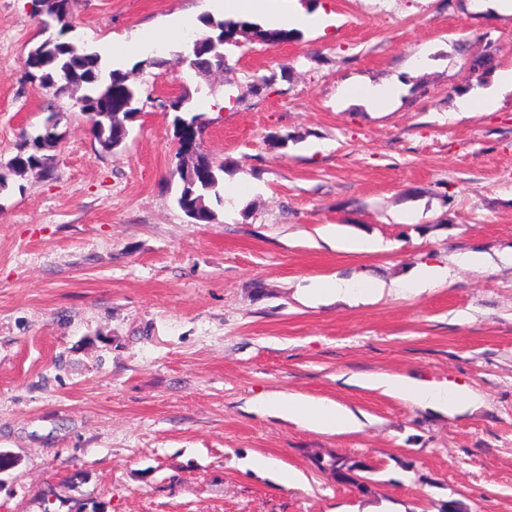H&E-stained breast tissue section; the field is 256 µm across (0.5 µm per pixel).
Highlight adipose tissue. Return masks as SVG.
<instances>
[{"instance_id":"adipose-tissue-1","label":"adipose tissue","mask_w":512,"mask_h":512,"mask_svg":"<svg viewBox=\"0 0 512 512\" xmlns=\"http://www.w3.org/2000/svg\"><path fill=\"white\" fill-rule=\"evenodd\" d=\"M221 6L228 15L249 14L261 18L268 26L277 29H289L304 26L316 32H325L336 26L335 16L305 11L298 0H222ZM445 276L444 269L423 265L409 276L383 283L371 278L360 280L327 279L316 283L313 296H350L379 297L385 291L410 292L422 294L435 287ZM374 387L398 397L411 399L423 406L445 407L459 400L457 393L417 385L412 382L382 377L374 379ZM266 405L277 413H286L297 417L309 428L325 432L340 433L355 429L359 421L349 410L333 402L322 400H298L271 397Z\"/></svg>"}]
</instances>
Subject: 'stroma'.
<instances>
[{
  "mask_svg": "<svg viewBox=\"0 0 512 512\" xmlns=\"http://www.w3.org/2000/svg\"><path fill=\"white\" fill-rule=\"evenodd\" d=\"M337 16L322 36L255 41L223 74L195 78L165 27L210 0H75L71 36L139 84L142 110L102 152L73 99L26 75L48 38L35 0H0V164L42 132L50 174L0 189V512H512V92L452 119L459 88L491 83L470 60L512 66V14L476 0H300ZM156 48L126 51L131 35ZM159 67L149 66L152 58ZM272 89L255 91L258 78ZM397 81L386 110L340 100L346 84ZM184 95L225 160L233 205L194 224L176 205L174 113ZM418 220L401 223L406 210ZM330 225L386 242L346 253ZM483 252L480 268L459 254ZM448 276L421 295L369 302L305 293L321 277ZM385 374L450 389L430 409L352 385ZM364 413L329 434L263 413L273 394ZM260 453L302 475L283 487L245 467ZM374 467L336 484L333 455Z\"/></svg>",
  "mask_w": 512,
  "mask_h": 512,
  "instance_id": "stroma-1",
  "label": "stroma"
}]
</instances>
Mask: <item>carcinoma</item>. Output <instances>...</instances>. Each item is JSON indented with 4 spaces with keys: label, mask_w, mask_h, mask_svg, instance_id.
Here are the masks:
<instances>
[{
    "label": "carcinoma",
    "mask_w": 512,
    "mask_h": 512,
    "mask_svg": "<svg viewBox=\"0 0 512 512\" xmlns=\"http://www.w3.org/2000/svg\"><path fill=\"white\" fill-rule=\"evenodd\" d=\"M45 24L55 23L57 33L33 46L27 53L25 66L28 76L38 88L51 90L54 96H74L80 112L87 116L90 131L101 151L112 153L122 144L116 128L134 117L139 108H124L121 102L138 103L140 88L131 83L129 73L112 69L101 54L91 48L78 50L66 39L72 31V0H39ZM206 30L196 34L188 48V65L203 79L224 71L225 47L258 36L265 40L287 42L294 38L289 30L263 31L247 20L215 19L206 14L200 17ZM494 68V55L484 53L470 61V70L483 76ZM177 132L192 130L202 135L206 128L204 114L192 113L175 118ZM49 145L47 133L26 139L0 170V188L6 186L8 176L39 169L50 170L49 156L39 151ZM180 187L175 198L178 207L196 224H210L216 219L211 202H224L221 195L224 181V161H216L205 154L176 168Z\"/></svg>",
    "instance_id": "cac0c4a2"
}]
</instances>
